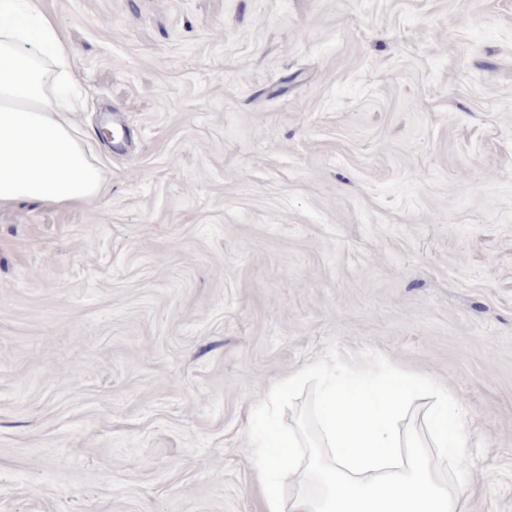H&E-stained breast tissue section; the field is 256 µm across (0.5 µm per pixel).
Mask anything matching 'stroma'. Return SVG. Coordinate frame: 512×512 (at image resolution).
Instances as JSON below:
<instances>
[{
	"instance_id": "obj_1",
	"label": "stroma",
	"mask_w": 512,
	"mask_h": 512,
	"mask_svg": "<svg viewBox=\"0 0 512 512\" xmlns=\"http://www.w3.org/2000/svg\"><path fill=\"white\" fill-rule=\"evenodd\" d=\"M97 202L0 208V512H261L321 359L474 422L512 512V0H47Z\"/></svg>"
}]
</instances>
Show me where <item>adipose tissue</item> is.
<instances>
[{"label": "adipose tissue", "mask_w": 512, "mask_h": 512, "mask_svg": "<svg viewBox=\"0 0 512 512\" xmlns=\"http://www.w3.org/2000/svg\"><path fill=\"white\" fill-rule=\"evenodd\" d=\"M74 49L43 0H0V207L27 199L58 206L97 200L101 171L71 114L83 94L72 84ZM343 376L388 379L380 395L340 392L327 384L313 412L312 432L288 437L306 462L254 451L264 512H473V492L439 472L474 459L470 419L431 379L382 363H343ZM432 401L421 426L409 417L406 391ZM278 469L296 488L282 498L266 480Z\"/></svg>", "instance_id": "ef3b65f1"}]
</instances>
